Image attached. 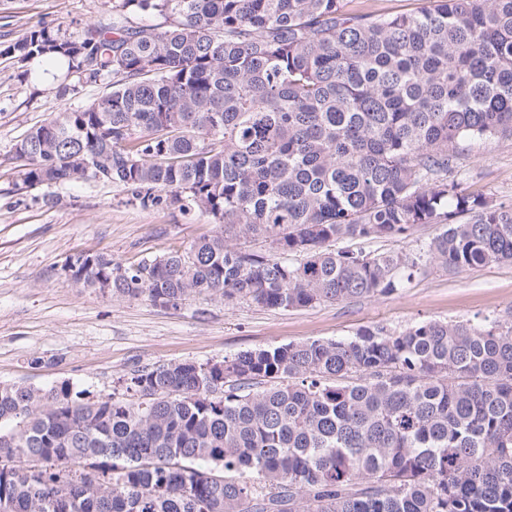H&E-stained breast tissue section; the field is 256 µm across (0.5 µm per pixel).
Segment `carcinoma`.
<instances>
[{
	"instance_id": "1",
	"label": "carcinoma",
	"mask_w": 512,
	"mask_h": 512,
	"mask_svg": "<svg viewBox=\"0 0 512 512\" xmlns=\"http://www.w3.org/2000/svg\"><path fill=\"white\" fill-rule=\"evenodd\" d=\"M1 54L112 85L24 136V182L117 184L221 226L131 266L79 254L76 285L294 309L512 262V207L456 180L467 143L512 137V0H112L108 24ZM423 224L415 253L353 247ZM0 512H512V320L162 363L97 399L0 385ZM429 0H345L349 10L380 12L411 11L422 7Z\"/></svg>"
}]
</instances>
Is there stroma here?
I'll return each instance as SVG.
<instances>
[{
    "instance_id": "stroma-1",
    "label": "stroma",
    "mask_w": 512,
    "mask_h": 512,
    "mask_svg": "<svg viewBox=\"0 0 512 512\" xmlns=\"http://www.w3.org/2000/svg\"><path fill=\"white\" fill-rule=\"evenodd\" d=\"M112 19V0H0V49L42 25L77 36ZM100 80L58 94L34 63L0 56V384L48 389L70 382L98 397L121 391L134 370L168 362L220 361L243 350L350 338L422 320L475 323L512 315V263L414 274L391 294L268 309L193 295L174 306L78 288L64 273L82 252L129 266L181 251L218 231L211 216L142 207L120 185L25 183L16 146L49 113L91 103ZM462 190L512 205V139L473 142L457 174Z\"/></svg>"
}]
</instances>
